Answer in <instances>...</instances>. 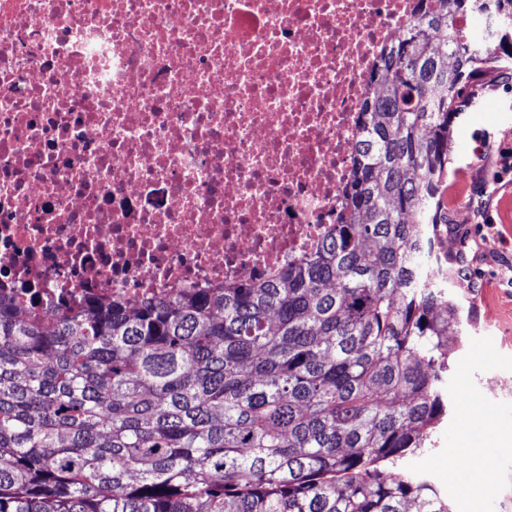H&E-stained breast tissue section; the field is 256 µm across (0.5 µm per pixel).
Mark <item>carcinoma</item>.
<instances>
[{
	"label": "carcinoma",
	"instance_id": "cac0c4a2",
	"mask_svg": "<svg viewBox=\"0 0 512 512\" xmlns=\"http://www.w3.org/2000/svg\"><path fill=\"white\" fill-rule=\"evenodd\" d=\"M413 2L313 253L134 309L0 295V512H452L395 464L448 412V126L512 70V0Z\"/></svg>",
	"mask_w": 512,
	"mask_h": 512
}]
</instances>
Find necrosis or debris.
<instances>
[{
  "instance_id": "necrosis-or-debris-1",
  "label": "necrosis or debris",
  "mask_w": 512,
  "mask_h": 512,
  "mask_svg": "<svg viewBox=\"0 0 512 512\" xmlns=\"http://www.w3.org/2000/svg\"><path fill=\"white\" fill-rule=\"evenodd\" d=\"M409 0H0V285L135 303L335 223Z\"/></svg>"
}]
</instances>
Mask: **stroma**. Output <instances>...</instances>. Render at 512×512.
<instances>
[{"label":"stroma","mask_w":512,"mask_h":512,"mask_svg":"<svg viewBox=\"0 0 512 512\" xmlns=\"http://www.w3.org/2000/svg\"><path fill=\"white\" fill-rule=\"evenodd\" d=\"M451 155L439 194L448 294L464 308L463 343L448 346L442 383L448 414L429 448L406 455L402 470L428 479L453 508L512 512V181H497L498 157L512 148V77L472 85L448 133ZM492 418L467 428L464 394ZM466 441L483 457L484 489L463 499L448 451Z\"/></svg>","instance_id":"obj_1"}]
</instances>
